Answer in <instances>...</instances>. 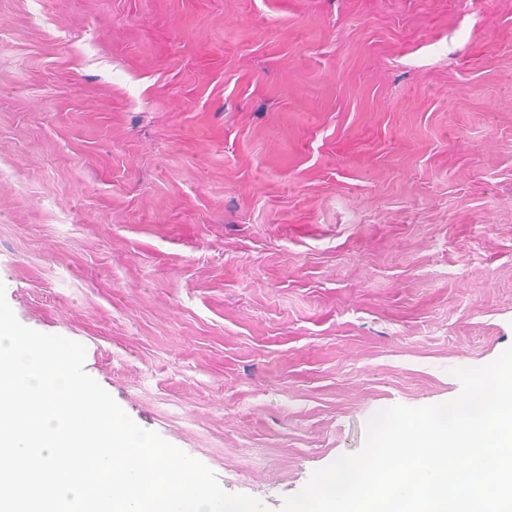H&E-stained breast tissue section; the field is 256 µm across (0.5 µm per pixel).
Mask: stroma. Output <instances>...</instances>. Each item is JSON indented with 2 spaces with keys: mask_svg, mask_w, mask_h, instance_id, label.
<instances>
[{
  "mask_svg": "<svg viewBox=\"0 0 512 512\" xmlns=\"http://www.w3.org/2000/svg\"><path fill=\"white\" fill-rule=\"evenodd\" d=\"M0 282L280 512L512 346V0H0Z\"/></svg>",
  "mask_w": 512,
  "mask_h": 512,
  "instance_id": "obj_1",
  "label": "stroma"
}]
</instances>
